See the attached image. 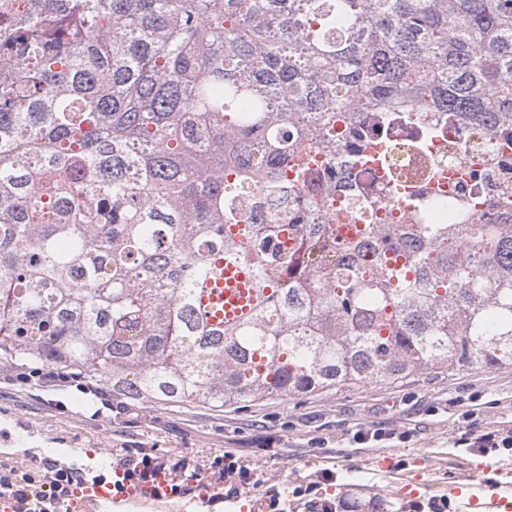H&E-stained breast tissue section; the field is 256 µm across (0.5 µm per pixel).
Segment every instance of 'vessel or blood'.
<instances>
[{
  "label": "vessel or blood",
  "instance_id": "obj_1",
  "mask_svg": "<svg viewBox=\"0 0 512 512\" xmlns=\"http://www.w3.org/2000/svg\"><path fill=\"white\" fill-rule=\"evenodd\" d=\"M176 480L167 472L141 479L130 476L127 469L109 463L103 474L83 477L74 488L67 512H99L100 507L122 503L161 502L172 499ZM469 506L474 512H512V480L504 479L496 488L485 489L482 483H470Z\"/></svg>",
  "mask_w": 512,
  "mask_h": 512
}]
</instances>
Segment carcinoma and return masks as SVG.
<instances>
[{"mask_svg":"<svg viewBox=\"0 0 512 512\" xmlns=\"http://www.w3.org/2000/svg\"><path fill=\"white\" fill-rule=\"evenodd\" d=\"M401 107L512 143V0H0V356L217 411L512 367V223L336 206Z\"/></svg>","mask_w":512,"mask_h":512,"instance_id":"obj_1","label":"carcinoma"}]
</instances>
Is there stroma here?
<instances>
[{
    "mask_svg": "<svg viewBox=\"0 0 512 512\" xmlns=\"http://www.w3.org/2000/svg\"><path fill=\"white\" fill-rule=\"evenodd\" d=\"M15 375V368L0 363V461L18 466L50 455L94 472L110 454L153 448L204 470L215 453L228 449L256 468L266 485L279 488L288 512H309L293 491L326 470L336 477L323 488L327 496L397 512L405 499L392 487V473L379 466L385 457L393 473L425 484L420 501L429 500L434 485L450 490L449 512H461L463 499L453 493L459 474L494 485L499 463L512 460L506 452L486 455L460 445L458 419L472 409L479 426L512 427V368L423 373L402 383L268 400L220 414L146 404L118 414L76 387L25 385ZM381 423L412 437L375 446L349 442L351 431Z\"/></svg>",
    "mask_w": 512,
    "mask_h": 512,
    "instance_id": "stroma-1",
    "label": "stroma"
}]
</instances>
